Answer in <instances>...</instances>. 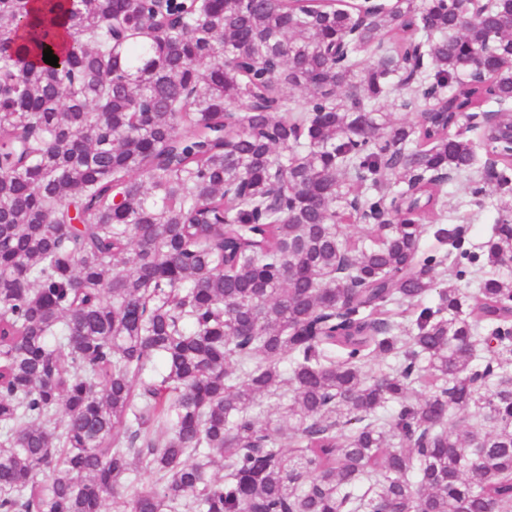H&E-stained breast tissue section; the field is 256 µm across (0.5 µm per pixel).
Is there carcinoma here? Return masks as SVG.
Segmentation results:
<instances>
[{
	"mask_svg": "<svg viewBox=\"0 0 512 512\" xmlns=\"http://www.w3.org/2000/svg\"><path fill=\"white\" fill-rule=\"evenodd\" d=\"M146 13L0 0V512H512V0ZM474 184L464 181L451 182L446 185L445 218L443 224H462L470 227V237L474 244L479 245L485 238L484 230L493 224L497 213L491 208H481L474 203L471 189Z\"/></svg>",
	"mask_w": 512,
	"mask_h": 512,
	"instance_id": "obj_1",
	"label": "carcinoma"
}]
</instances>
